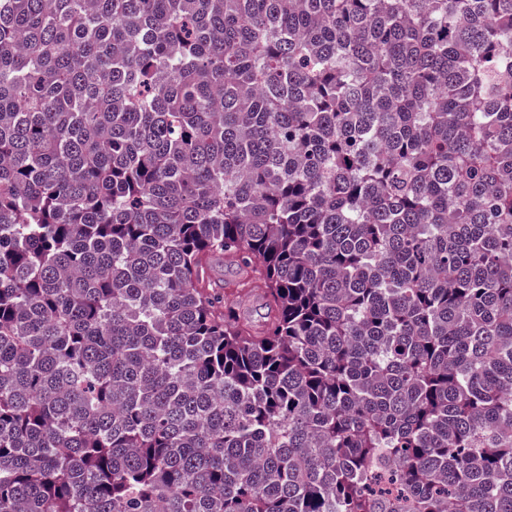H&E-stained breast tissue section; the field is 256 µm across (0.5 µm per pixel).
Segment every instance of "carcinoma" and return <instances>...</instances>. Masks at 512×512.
I'll return each instance as SVG.
<instances>
[{
	"label": "carcinoma",
	"instance_id": "cac0c4a2",
	"mask_svg": "<svg viewBox=\"0 0 512 512\" xmlns=\"http://www.w3.org/2000/svg\"><path fill=\"white\" fill-rule=\"evenodd\" d=\"M0 512H512V0H0Z\"/></svg>",
	"mask_w": 512,
	"mask_h": 512
}]
</instances>
